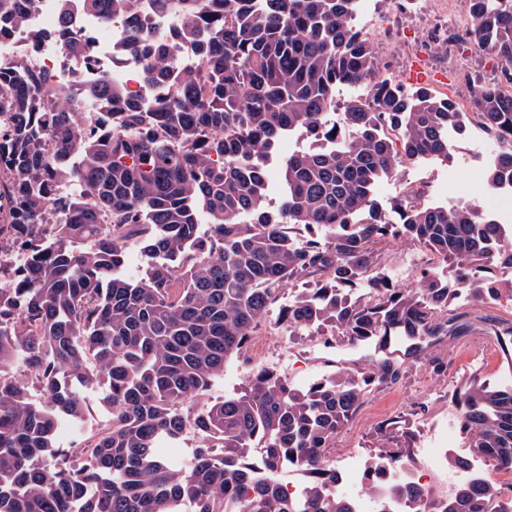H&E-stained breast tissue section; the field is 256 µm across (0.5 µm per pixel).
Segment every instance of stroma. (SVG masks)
I'll list each match as a JSON object with an SVG mask.
<instances>
[{"label":"stroma","mask_w":512,"mask_h":512,"mask_svg":"<svg viewBox=\"0 0 512 512\" xmlns=\"http://www.w3.org/2000/svg\"><path fill=\"white\" fill-rule=\"evenodd\" d=\"M453 15H444L437 0H370V13L387 33L373 40L379 61L377 78L388 79L405 90H413L409 72L414 63H422L427 71L440 75L431 84L437 96L452 95L454 88L473 86L476 81H496L501 77L500 63L478 51L473 45L455 37L458 17L468 15L469 0H456ZM455 158L450 162L423 159L404 164L399 173L383 180L375 198L389 214L408 200L409 189L422 191L425 203H445L446 192L463 187L467 205L478 207L495 217L500 212L501 197L487 189L484 178H470L471 164L493 154L494 147L475 120H468L464 134L454 136ZM378 267L400 288L414 287L428 271H443L444 265L418 243L391 236L378 245ZM456 313L465 315L469 329L459 336H443L433 342L424 358L408 359L400 383L391 387L371 388L365 402L353 419L336 437L329 450L337 464L349 459L367 460L380 451V426L399 421L391 434L393 442L406 436L421 439L426 426L442 418L457 391L478 378L499 386L507 373V351L500 335L512 328V308L500 302L474 303L461 296L454 303ZM442 360L447 369L434 374L431 359ZM370 356L348 348H339L335 360H322L313 366L296 365L289 373V383L306 389L322 374L331 370L352 371L369 367ZM105 389L95 385L82 389L84 417L79 426L62 425L55 435L60 448L71 447L73 441L93 434L112 421L104 403Z\"/></svg>","instance_id":"35a3bbf8"}]
</instances>
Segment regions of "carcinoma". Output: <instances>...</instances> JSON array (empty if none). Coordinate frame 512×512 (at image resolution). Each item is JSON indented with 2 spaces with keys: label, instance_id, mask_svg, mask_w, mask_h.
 Listing matches in <instances>:
<instances>
[{
  "label": "carcinoma",
  "instance_id": "cac0c4a2",
  "mask_svg": "<svg viewBox=\"0 0 512 512\" xmlns=\"http://www.w3.org/2000/svg\"><path fill=\"white\" fill-rule=\"evenodd\" d=\"M83 2L105 23L125 22L139 81L175 91L146 112L109 76L63 95L49 71L0 68V252L17 247L29 258L0 287V512H352L322 478L299 501L252 482L249 452L261 441L271 470L293 458L324 472L327 448L367 388L398 384L400 364L339 371L305 390L257 370L235 397L195 399L224 376L290 281L313 287L288 299V327H331L378 347L403 332L417 337L416 356L430 338L465 329L457 316L438 321L457 292L497 297L487 272L512 268L511 231L471 206L413 201L396 224L374 200L376 185L406 162L452 160L448 131L463 132L467 113L427 88L375 79L371 41L352 24L355 0H153L157 13L184 19L172 31L148 26L140 0ZM469 12L464 40L503 64L511 84L512 0H469ZM25 26L15 0H0V36ZM182 41L196 44L200 67L175 74ZM59 42L83 51L66 16ZM368 79L369 96L328 121L336 86ZM92 101L122 111L111 135L78 130L73 115ZM471 106L497 146L486 172L495 190L512 181V96L499 80L482 82ZM338 124L352 131L348 141L281 161L285 192L269 205L266 160L279 138L303 129L333 143ZM62 178L77 179L81 194H54ZM50 212L60 222L48 223ZM202 212L206 237L197 234ZM295 228L310 237L297 239ZM393 235L444 260L448 276L394 287L375 271V246ZM129 243L145 258L135 279L117 275ZM365 277L375 300L353 295ZM77 383L105 385L112 422L58 448L59 425L83 417ZM32 389L47 402H30ZM456 405L469 447L512 471V386L474 380ZM189 421L204 440L190 464L159 455ZM415 454L402 443L377 458L396 468ZM390 492L416 500L418 512H484L496 487L460 486L446 500L400 482Z\"/></svg>",
  "mask_w": 512,
  "mask_h": 512
}]
</instances>
